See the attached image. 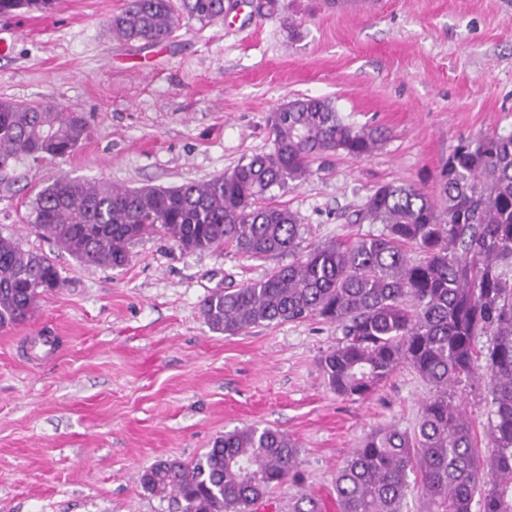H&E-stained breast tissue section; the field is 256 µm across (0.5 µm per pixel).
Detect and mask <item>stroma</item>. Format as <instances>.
Instances as JSON below:
<instances>
[{"label":"stroma","mask_w":512,"mask_h":512,"mask_svg":"<svg viewBox=\"0 0 512 512\" xmlns=\"http://www.w3.org/2000/svg\"><path fill=\"white\" fill-rule=\"evenodd\" d=\"M224 0L223 17H179L158 43L113 38L124 0H58L48 13L0 17V100L80 113L70 156H27L0 171V237L42 253L63 282L25 323L0 329V512H170L139 476L190 461L244 426L285 432L299 476L258 512L299 494L338 512L336 474L372 429L413 430L429 386L398 368L367 399L337 396L319 361L341 337L317 317L213 332L206 297L291 262L231 245L182 249L161 233L120 269L77 263L32 226L37 192L68 176L136 188L204 182L272 146L267 117L290 100L330 99L340 117L384 134L372 154H325L298 186L265 201L303 223L299 252L378 234L353 214L381 185L440 194L465 139L512 134V0ZM42 336L55 347L39 345Z\"/></svg>","instance_id":"35a3bbf8"}]
</instances>
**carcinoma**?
Returning a JSON list of instances; mask_svg holds the SVG:
<instances>
[{
    "instance_id": "1",
    "label": "carcinoma",
    "mask_w": 512,
    "mask_h": 512,
    "mask_svg": "<svg viewBox=\"0 0 512 512\" xmlns=\"http://www.w3.org/2000/svg\"><path fill=\"white\" fill-rule=\"evenodd\" d=\"M56 0H0V14L49 11ZM190 18L224 15V0H181ZM112 35L155 42L175 25L172 0H126ZM270 151L203 183L131 189L57 178L37 194L32 221L88 267L122 268L131 243L160 231L186 250L231 244L263 260L297 249L301 219L262 199L273 187L299 185L325 153L360 158L382 133L345 123L331 100L303 97L268 117ZM86 137L76 112L0 101V168L21 156L66 157ZM443 204L404 184L378 187L355 213L382 224L349 244L324 242L264 278L215 292L202 305L209 328L236 335L273 322L319 317L342 338L320 359L339 396L365 399L402 366L430 386L413 432H370L336 475L339 512H402L410 475L420 477L421 512H512V135L462 142L441 172ZM413 247L420 258L408 256ZM61 285L56 264L0 237V329L20 324L39 297ZM488 336L480 348L476 339ZM484 376L490 407L478 430L455 389ZM297 444L255 426L218 437L183 462L159 460L140 475L144 489L175 512H256L277 485L295 477ZM288 512H320L302 495Z\"/></svg>"
}]
</instances>
